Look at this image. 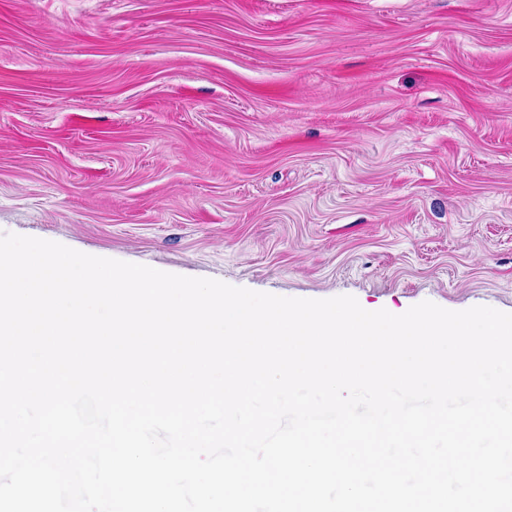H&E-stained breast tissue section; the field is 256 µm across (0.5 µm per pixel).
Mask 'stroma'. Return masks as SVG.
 <instances>
[{"mask_svg": "<svg viewBox=\"0 0 512 512\" xmlns=\"http://www.w3.org/2000/svg\"><path fill=\"white\" fill-rule=\"evenodd\" d=\"M0 232L512 313V0H0Z\"/></svg>", "mask_w": 512, "mask_h": 512, "instance_id": "1", "label": "stroma"}]
</instances>
